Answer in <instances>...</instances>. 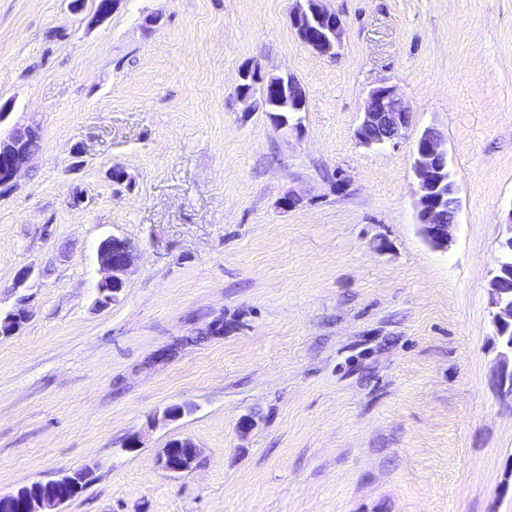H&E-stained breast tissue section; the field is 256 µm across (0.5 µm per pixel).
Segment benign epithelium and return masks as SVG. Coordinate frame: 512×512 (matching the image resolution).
Masks as SVG:
<instances>
[{
  "instance_id": "1",
  "label": "benign epithelium",
  "mask_w": 512,
  "mask_h": 512,
  "mask_svg": "<svg viewBox=\"0 0 512 512\" xmlns=\"http://www.w3.org/2000/svg\"><path fill=\"white\" fill-rule=\"evenodd\" d=\"M294 29L300 32L301 43L323 56H336L342 47L340 19L320 5V0H302L293 13ZM240 95L250 96L260 85L262 105L268 112H302L306 106L303 86L291 75H280L266 81L258 68H245L240 74ZM410 107L394 85L381 83L368 95L362 118L356 131L359 142L369 148H381L400 138L411 124ZM40 136L32 127H15L7 139H0V186L17 180L26 170L34 152L27 143ZM414 195L418 224L424 239L434 248L448 249L457 215L441 214L460 204L458 188L448 169L447 150L442 134L435 128L424 129L413 143ZM97 258L103 277L97 284L98 295L106 287L125 285V276L135 260V249L125 238L108 236L98 246ZM489 304L492 309L493 339L499 348V363L493 375V385L505 396L512 397V235L501 241L495 270L490 281ZM186 448L169 444L161 449L159 462L172 474L187 472L190 460H199L201 450L190 439H183ZM78 472L64 474L48 483L35 482L45 500H37L35 512H45L44 506L56 510L83 490L84 481L76 480Z\"/></svg>"
}]
</instances>
